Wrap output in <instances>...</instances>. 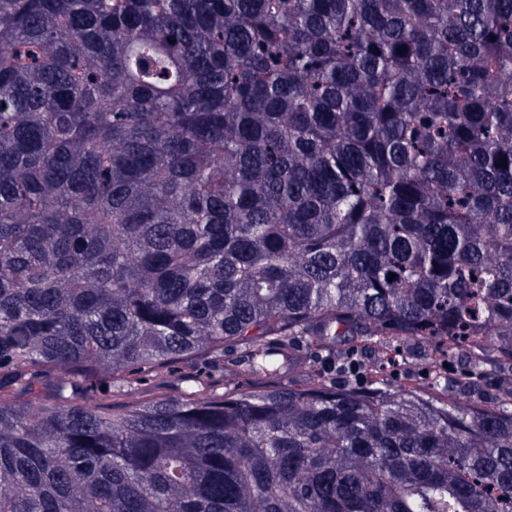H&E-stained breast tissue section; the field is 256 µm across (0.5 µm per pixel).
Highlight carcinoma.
<instances>
[{"instance_id":"cac0c4a2","label":"carcinoma","mask_w":512,"mask_h":512,"mask_svg":"<svg viewBox=\"0 0 512 512\" xmlns=\"http://www.w3.org/2000/svg\"><path fill=\"white\" fill-rule=\"evenodd\" d=\"M507 373L512 0H0V512H512ZM273 348L282 358V376L288 378L298 374L299 367L304 363L302 354L286 343L276 344ZM430 359L423 352L415 350V356L413 358V366L408 370H394L391 373L390 380L395 385L410 384L411 386L423 388L426 390L428 383L426 378L421 373L423 364L427 363ZM143 376L144 380L131 396H122L112 399L119 402L136 403L142 399L154 398L163 394H173L172 385L175 382L174 375L147 373Z\"/></svg>"}]
</instances>
